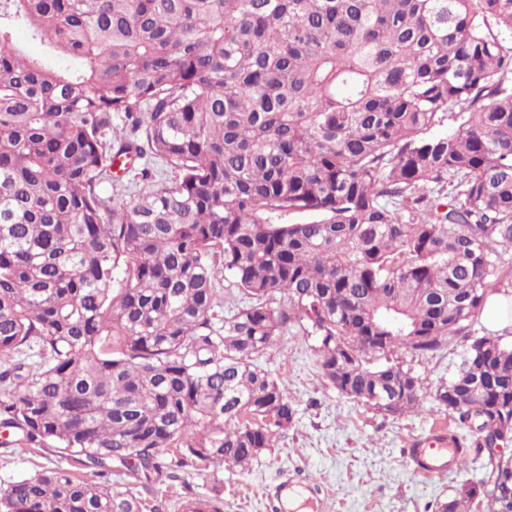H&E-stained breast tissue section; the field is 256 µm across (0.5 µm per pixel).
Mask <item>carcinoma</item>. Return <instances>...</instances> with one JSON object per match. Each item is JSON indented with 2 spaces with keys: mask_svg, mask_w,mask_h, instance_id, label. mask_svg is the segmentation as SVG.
<instances>
[{
  "mask_svg": "<svg viewBox=\"0 0 512 512\" xmlns=\"http://www.w3.org/2000/svg\"><path fill=\"white\" fill-rule=\"evenodd\" d=\"M511 248L512 0H0V428L100 478L0 512H142L112 460L246 468L296 414L257 364L296 326L388 417L424 402L395 350L467 340L432 397L486 475L436 512H512V344L470 334Z\"/></svg>",
  "mask_w": 512,
  "mask_h": 512,
  "instance_id": "carcinoma-1",
  "label": "carcinoma"
}]
</instances>
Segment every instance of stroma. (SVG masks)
<instances>
[{
  "instance_id": "35a3bbf8",
  "label": "stroma",
  "mask_w": 512,
  "mask_h": 512,
  "mask_svg": "<svg viewBox=\"0 0 512 512\" xmlns=\"http://www.w3.org/2000/svg\"><path fill=\"white\" fill-rule=\"evenodd\" d=\"M314 346L313 337L287 332L259 358V365L281 380L296 415L272 450L249 468L203 470L193 464L147 484L134 466L115 463L108 482L134 491L145 512H182V503L195 498L219 500L221 512H276L270 495L286 478L320 486L317 512H434L461 487L478 485L484 468L476 454L438 478L420 475L405 455L412 437L436 427L460 433L463 444H471L472 434L459 432L448 412L428 399L419 412L393 418L343 397L322 377ZM465 347L459 338L432 355L402 350L398 356L432 389L455 373ZM58 460L41 448L0 444V484Z\"/></svg>"
}]
</instances>
